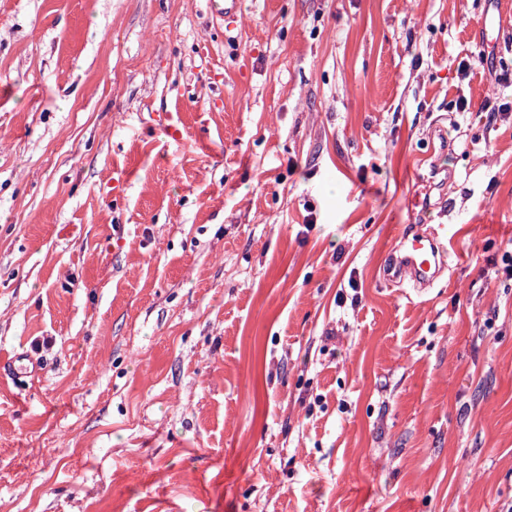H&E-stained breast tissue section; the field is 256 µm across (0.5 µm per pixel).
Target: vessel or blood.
<instances>
[{
	"label": "vessel or blood",
	"mask_w": 512,
	"mask_h": 512,
	"mask_svg": "<svg viewBox=\"0 0 512 512\" xmlns=\"http://www.w3.org/2000/svg\"><path fill=\"white\" fill-rule=\"evenodd\" d=\"M454 229L441 224L425 230L418 224L396 227L395 248L384 270L386 280L412 282L418 290L431 287L447 265Z\"/></svg>",
	"instance_id": "1"
}]
</instances>
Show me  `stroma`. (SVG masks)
<instances>
[{
    "label": "stroma",
    "instance_id": "35a3bbf8",
    "mask_svg": "<svg viewBox=\"0 0 512 512\" xmlns=\"http://www.w3.org/2000/svg\"><path fill=\"white\" fill-rule=\"evenodd\" d=\"M499 74L512 0H0V512H506ZM419 224H398L395 248L384 269L388 281L412 282L420 291L431 287L447 265L454 225L437 224L426 231Z\"/></svg>",
    "mask_w": 512,
    "mask_h": 512
}]
</instances>
